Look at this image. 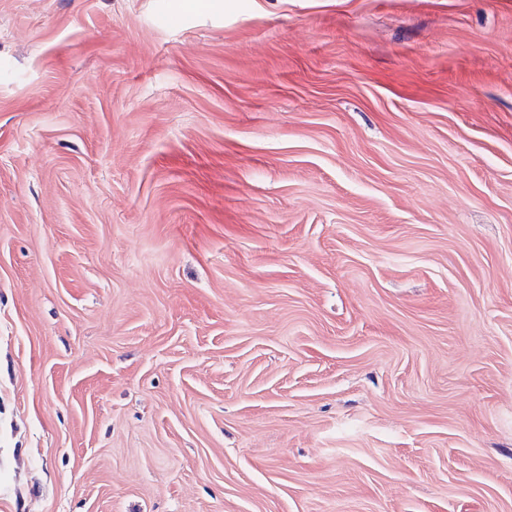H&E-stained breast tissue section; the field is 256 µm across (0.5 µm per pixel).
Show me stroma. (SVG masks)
Listing matches in <instances>:
<instances>
[{"label":"stroma","instance_id":"stroma-1","mask_svg":"<svg viewBox=\"0 0 512 512\" xmlns=\"http://www.w3.org/2000/svg\"><path fill=\"white\" fill-rule=\"evenodd\" d=\"M0 512H512V0H0Z\"/></svg>","mask_w":512,"mask_h":512}]
</instances>
